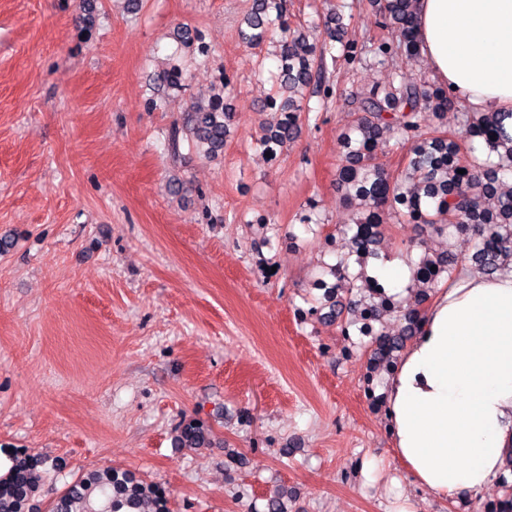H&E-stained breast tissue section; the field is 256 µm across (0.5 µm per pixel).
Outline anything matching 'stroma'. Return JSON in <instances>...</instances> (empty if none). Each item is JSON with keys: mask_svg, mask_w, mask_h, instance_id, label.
<instances>
[{"mask_svg": "<svg viewBox=\"0 0 512 512\" xmlns=\"http://www.w3.org/2000/svg\"><path fill=\"white\" fill-rule=\"evenodd\" d=\"M247 7L0 0V471L21 449L58 460L49 498L118 467L164 487L168 512H266L278 491L284 512H480L408 479L382 405L360 397L383 386L370 337L341 355L342 323L315 306L352 217L342 95L387 70L330 68L340 97L267 162L257 69L275 61L241 44ZM171 58L187 86L158 83ZM223 74L238 96L223 152H171L170 127ZM190 419L207 428L196 448L176 440Z\"/></svg>", "mask_w": 512, "mask_h": 512, "instance_id": "obj_1", "label": "stroma"}]
</instances>
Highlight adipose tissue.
Segmentation results:
<instances>
[{"label": "adipose tissue", "mask_w": 512, "mask_h": 512, "mask_svg": "<svg viewBox=\"0 0 512 512\" xmlns=\"http://www.w3.org/2000/svg\"><path fill=\"white\" fill-rule=\"evenodd\" d=\"M437 85L479 111L512 112V0H415ZM383 409L411 481L464 502L505 475L512 452V268H464L385 376Z\"/></svg>", "instance_id": "ef3b65f1"}]
</instances>
